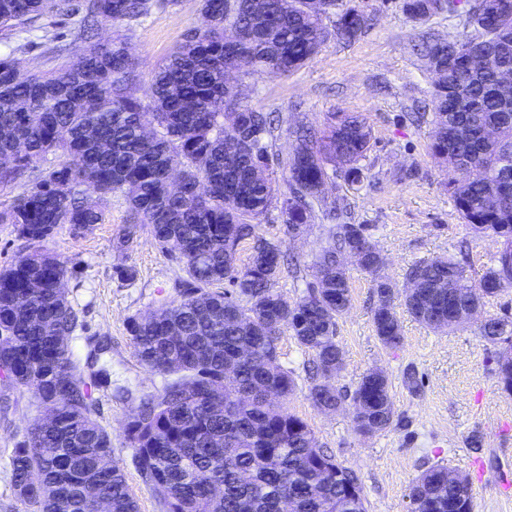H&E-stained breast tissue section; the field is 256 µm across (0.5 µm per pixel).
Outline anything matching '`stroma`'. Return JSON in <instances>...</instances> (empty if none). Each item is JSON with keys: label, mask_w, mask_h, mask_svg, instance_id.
<instances>
[{"label": "stroma", "mask_w": 512, "mask_h": 512, "mask_svg": "<svg viewBox=\"0 0 512 512\" xmlns=\"http://www.w3.org/2000/svg\"><path fill=\"white\" fill-rule=\"evenodd\" d=\"M375 13L374 25L358 40H326L314 58L297 72L264 74L244 81L246 104L280 113L270 153L269 176L276 191H283L284 162L295 143V129L306 124L324 128L335 112H357L372 130L365 160L370 172L359 183L336 176L328 185L321 206L310 223L288 235L280 201H272L259 217L256 232L276 242L300 265L298 277L281 276L277 289L288 301L302 296L312 282V262L327 243L332 207H340L344 222L367 224L384 258L382 277L404 289L406 274L417 262L455 253L460 242L469 247L468 273L479 279L501 239L478 235L462 223L446 187L444 164L429 151L433 115L427 109L433 78L415 50L424 30L440 37L465 31L464 15L434 16L426 27L414 25L400 0H344ZM198 0H178L157 7L127 32L141 83L198 25ZM31 33L29 45L20 37L0 31V55L12 54L27 69L51 72L61 58L48 51L52 37L72 38L78 18L54 14ZM90 202L105 213L104 223L76 234L61 225L43 248L68 269L64 281L69 299L83 311L86 328L73 336L78 360H85L96 344L110 346L106 358L112 383L129 386L138 394H155L162 375L140 362L128 331L130 319L148 307L177 296L176 282L184 272L174 258L155 243L148 227H140L124 251L115 243L126 227L121 201L89 193ZM134 267L135 282L124 281L119 270ZM353 293L350 310L338 321L337 340L343 351V369L336 386L354 389L367 371L377 369L389 378L395 404L392 425L364 439L353 430L352 414L343 409L326 414L307 397L305 368L310 356L290 335L280 341L281 362L293 370L297 386L286 402L290 412L311 427L319 447L359 478L368 512H407V494L426 468L442 464L468 476V464L485 463L482 479L471 482L475 512H512V500L496 493L494 476L512 455V445L501 434L512 425V395L504 393L495 375L496 364L477 327L452 333L436 332L416 321L396 300L395 311L404 336L397 350L385 349L372 321L376 301L373 276L350 267ZM102 423L112 435L113 459L123 468L139 512H158L150 488L133 465V451L125 438V425L135 410L133 400L110 398L99 392ZM44 411L31 392L16 391L0 380V512H24L4 472L8 457Z\"/></svg>", "instance_id": "35a3bbf8"}]
</instances>
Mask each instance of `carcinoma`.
<instances>
[{
  "label": "carcinoma",
  "mask_w": 512,
  "mask_h": 512,
  "mask_svg": "<svg viewBox=\"0 0 512 512\" xmlns=\"http://www.w3.org/2000/svg\"><path fill=\"white\" fill-rule=\"evenodd\" d=\"M462 0H402L423 24L458 11ZM200 24L137 94L138 75L125 38L80 45L101 22L131 24L155 0H84L83 25L70 60L50 75L0 56V183L24 190L0 213L31 252L0 270V375L33 393L49 415L12 450L10 484L35 512H138L123 470L112 459V434L99 421L92 391L112 388L104 365L82 370L71 338L85 326L61 290L66 267L40 250L62 224L80 234L104 221L83 186L127 207L128 227L116 242L129 246L148 225L186 278L163 315L147 310L129 333L140 362L164 377L156 395L139 397L126 439L133 463L161 512H367L357 477L317 446L308 423L284 400L296 388L280 363L279 342L290 332L312 355L308 397L324 412L345 404L362 437L385 431L394 404L388 377L370 370L348 393L332 383L343 368L338 319L352 306L341 258L376 277L383 258L366 224H339L314 263V281L294 303L275 288L284 272L280 246L254 234L273 198L269 140L280 116L226 97L225 74L292 73L330 37L352 42L374 16L342 0H199ZM66 0H0V27L34 23ZM469 31L425 35L418 50L439 74L428 106L434 115L429 150L448 167V193L463 223L503 240L477 281L464 259L440 256L407 273L404 305L437 332L463 328V312L482 311L512 288V0H467ZM336 16L333 28L323 19ZM238 38L228 42L224 30ZM256 135V149L234 152L229 139ZM284 168L286 230L309 222L314 204L339 164L345 177H365L361 161L371 129L349 112L332 114L323 130L301 125ZM42 160L35 165L34 160ZM178 170L180 189L168 182ZM254 240L247 263L237 246ZM228 287L219 290L217 286ZM373 324L382 346L404 344L395 288L375 284ZM478 329L491 346L512 348V316L487 315ZM501 390L512 394V358L496 359ZM219 484L221 496L211 493ZM410 512L473 509L470 483L432 465L413 483Z\"/></svg>",
  "instance_id": "1"
}]
</instances>
